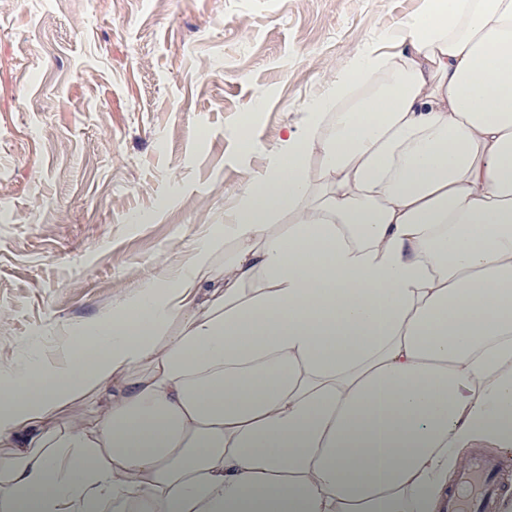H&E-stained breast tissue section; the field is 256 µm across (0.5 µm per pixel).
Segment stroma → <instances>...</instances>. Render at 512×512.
Here are the masks:
<instances>
[{"label":"stroma","mask_w":512,"mask_h":512,"mask_svg":"<svg viewBox=\"0 0 512 512\" xmlns=\"http://www.w3.org/2000/svg\"><path fill=\"white\" fill-rule=\"evenodd\" d=\"M423 5L0 0V371L177 278L306 104Z\"/></svg>","instance_id":"35a3bbf8"}]
</instances>
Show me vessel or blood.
I'll use <instances>...</instances> for the list:
<instances>
[{
    "label": "vessel or blood",
    "instance_id": "1",
    "mask_svg": "<svg viewBox=\"0 0 512 512\" xmlns=\"http://www.w3.org/2000/svg\"><path fill=\"white\" fill-rule=\"evenodd\" d=\"M504 462L482 453H474L457 476L455 488L448 493L444 512H494L498 496L497 473Z\"/></svg>",
    "mask_w": 512,
    "mask_h": 512
}]
</instances>
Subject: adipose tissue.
Masks as SVG:
<instances>
[{"label": "adipose tissue", "instance_id": "ef3b65f1", "mask_svg": "<svg viewBox=\"0 0 512 512\" xmlns=\"http://www.w3.org/2000/svg\"><path fill=\"white\" fill-rule=\"evenodd\" d=\"M287 143L179 279L0 375V512H443L512 448V0H426Z\"/></svg>", "mask_w": 512, "mask_h": 512}]
</instances>
